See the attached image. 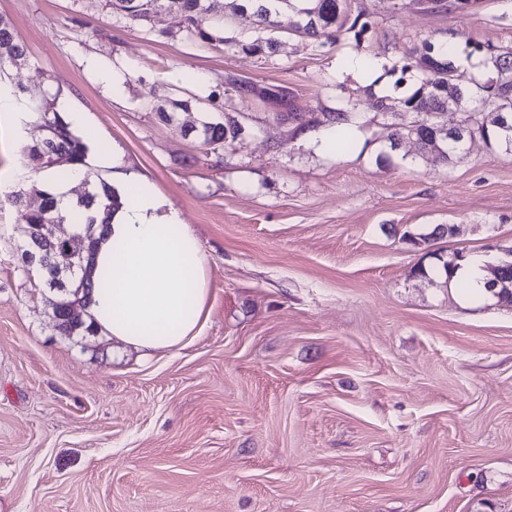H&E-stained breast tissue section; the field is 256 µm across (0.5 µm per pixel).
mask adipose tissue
<instances>
[{
    "label": "adipose tissue",
    "instance_id": "adipose-tissue-1",
    "mask_svg": "<svg viewBox=\"0 0 512 512\" xmlns=\"http://www.w3.org/2000/svg\"><path fill=\"white\" fill-rule=\"evenodd\" d=\"M100 160L112 184L134 190L97 236L89 309L94 326L145 356L176 349L208 315L211 283L200 242L178 208L149 182L131 180L116 150L101 152ZM486 264L485 257L471 255L453 269L464 285L463 303L486 298Z\"/></svg>",
    "mask_w": 512,
    "mask_h": 512
}]
</instances>
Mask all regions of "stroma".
<instances>
[{
	"instance_id": "1",
	"label": "stroma",
	"mask_w": 512,
	"mask_h": 512,
	"mask_svg": "<svg viewBox=\"0 0 512 512\" xmlns=\"http://www.w3.org/2000/svg\"><path fill=\"white\" fill-rule=\"evenodd\" d=\"M352 10L362 41L281 33L255 55L248 9L208 44L165 10L139 24L105 0H0L28 49L0 94L47 89L84 113L181 211L212 282L176 351L60 335L0 205V512H512V305L467 306L457 284L414 274L512 246V153L479 138L447 162L388 151L377 107L420 87L424 41L512 47V0ZM236 78L288 89L308 128L236 96ZM188 98L239 136L205 147L160 120L158 104ZM336 110L354 136L328 153L314 135ZM44 136L37 112H0V179L36 182L23 151ZM438 224L455 234L402 239Z\"/></svg>"
}]
</instances>
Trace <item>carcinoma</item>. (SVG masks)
I'll use <instances>...</instances> for the list:
<instances>
[{
	"mask_svg": "<svg viewBox=\"0 0 512 512\" xmlns=\"http://www.w3.org/2000/svg\"><path fill=\"white\" fill-rule=\"evenodd\" d=\"M256 17L257 29L262 32H296L311 39L325 38L334 41L346 31L354 33L356 42H361L368 23L359 22L360 16H352L351 0H304L305 24L298 26L290 19V14L296 12L291 0H248ZM107 5L132 21L144 22L149 20L152 13L159 9L179 14L187 28L197 29L198 18L203 13L215 17L214 31L199 30L197 35L204 43L219 39L217 32L221 31L224 23V8L235 11L244 5L230 3L224 5V0H107ZM276 48V40L272 37H258L251 43L242 46V50L251 54H263ZM476 50L486 51L488 59L497 72V76L482 84H476L480 100L496 101L500 89L512 84V51L503 50L497 46L476 47ZM27 49L19 42L9 24L0 17V73L13 64L14 59L26 57ZM417 65L423 71L424 79L419 89L403 102L405 111L398 113L400 121L391 124L388 135L389 147L395 148L406 139L417 141L418 150L427 155L437 152V156L448 160V153L459 149L461 142L445 138H435L432 129L417 125L418 117L438 105L448 104V83H453L457 96L471 100L474 98L470 87V79L463 73L457 72L454 62L448 57L445 45H435L426 41ZM275 106L281 109L277 117L282 120L290 119L303 128L307 122L303 114L298 112L293 104V97L285 89H279L269 98ZM48 119L52 126V134L48 140L39 141L25 149L24 164L32 171L39 173L53 170L60 162L52 160L54 156H62L66 165L76 168L87 166L88 147L77 136L56 112ZM328 124L336 126L338 135L336 141L344 142L347 134L344 128L352 122L351 115L344 111L331 112ZM467 129L481 136L488 143H495L512 152V103L501 111L472 112L468 116ZM240 127L235 122H214L200 120L198 133L205 141L221 142L235 140ZM37 192L43 197L41 207L31 208L28 196ZM6 201L17 215L18 223L25 224L36 230H45L52 224H70L74 216L65 213V207L56 195L33 183L22 186L6 196ZM121 206V198L112 185L100 178L93 182V193L76 201V207L81 211V217L88 225L110 223L111 214ZM69 260H63L60 265L50 267L44 279L45 287L56 292L57 300L53 302L55 327L61 333L69 336L83 328L93 331L91 325L83 319L85 310L90 303L92 288L91 275H82L78 281H70L66 273Z\"/></svg>",
	"mask_w": 512,
	"mask_h": 512,
	"instance_id": "obj_1",
	"label": "carcinoma"
}]
</instances>
